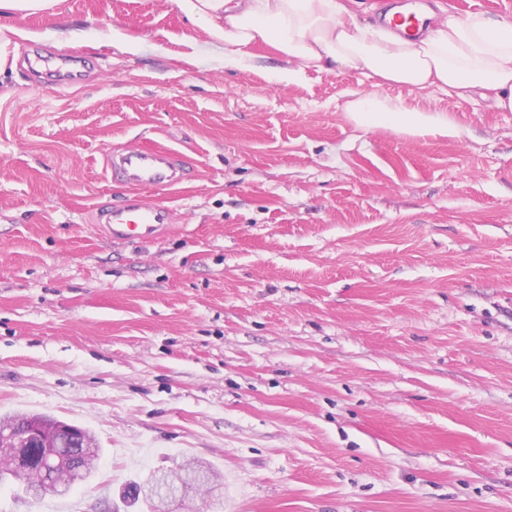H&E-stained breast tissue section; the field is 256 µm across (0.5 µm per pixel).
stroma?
<instances>
[{"instance_id":"stroma-1","label":"stroma","mask_w":512,"mask_h":512,"mask_svg":"<svg viewBox=\"0 0 512 512\" xmlns=\"http://www.w3.org/2000/svg\"><path fill=\"white\" fill-rule=\"evenodd\" d=\"M138 42L130 53L119 36ZM175 0L0 17V419L75 424L101 453L67 496L0 512H144L128 481L211 466L172 512H512V112L430 89L456 136L363 130L356 71L226 67ZM75 51L38 88L27 62ZM194 168L145 245L94 208L118 148ZM50 58L53 61L54 70V84L71 85L80 82L81 78L78 76V64L80 57L73 52H54L51 53Z\"/></svg>"}]
</instances>
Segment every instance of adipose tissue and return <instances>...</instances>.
<instances>
[{
  "mask_svg": "<svg viewBox=\"0 0 512 512\" xmlns=\"http://www.w3.org/2000/svg\"><path fill=\"white\" fill-rule=\"evenodd\" d=\"M177 5L203 26L225 66H240L250 47L264 44L280 60L270 69L278 83L296 81L311 68L358 71L372 88L356 93L346 110L362 129L454 134L447 113L413 111L379 98L373 89L385 83L477 95L512 111V21L497 16L461 15L442 6L433 25L410 41L386 27L360 25L357 0H177Z\"/></svg>",
  "mask_w": 512,
  "mask_h": 512,
  "instance_id": "obj_1",
  "label": "adipose tissue"
}]
</instances>
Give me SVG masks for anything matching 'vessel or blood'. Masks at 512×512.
<instances>
[{
	"instance_id": "obj_1",
	"label": "vessel or blood",
	"mask_w": 512,
	"mask_h": 512,
	"mask_svg": "<svg viewBox=\"0 0 512 512\" xmlns=\"http://www.w3.org/2000/svg\"><path fill=\"white\" fill-rule=\"evenodd\" d=\"M51 59L56 84L79 83L80 58L76 53L55 52ZM106 166L109 180L125 186L129 194L121 204L97 207V220L105 235L131 244L162 236L169 227L172 210L145 202L140 193L144 190L173 193L181 189L187 180L183 155L168 147L125 148L113 151L106 159Z\"/></svg>"
}]
</instances>
